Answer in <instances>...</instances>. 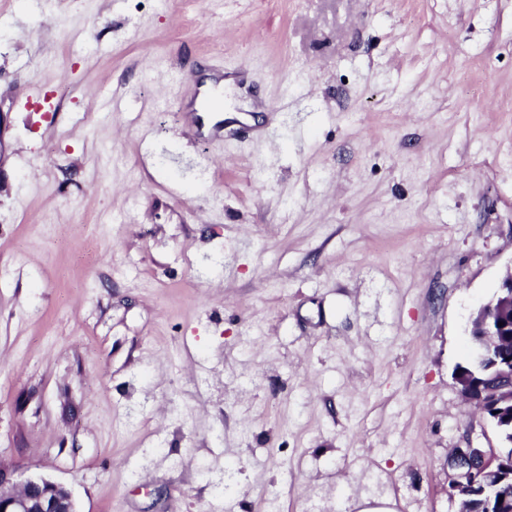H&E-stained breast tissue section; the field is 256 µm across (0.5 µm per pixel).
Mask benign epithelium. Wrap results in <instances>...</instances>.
Masks as SVG:
<instances>
[{
    "label": "benign epithelium",
    "mask_w": 512,
    "mask_h": 512,
    "mask_svg": "<svg viewBox=\"0 0 512 512\" xmlns=\"http://www.w3.org/2000/svg\"><path fill=\"white\" fill-rule=\"evenodd\" d=\"M512 313V266L502 277L494 296L480 305L469 317L470 336L479 342L477 354L487 360L486 371L492 379H506L509 384L484 395V379L470 373L455 372L462 397L479 405L482 412L499 417L497 408L512 410V360L499 361L495 339L500 326L496 320ZM500 455L490 449L469 445L454 449L448 467L455 472L449 484V495L461 501L475 494L476 483L491 490L500 479ZM0 512H76L71 493L62 485L45 478L27 480L17 488L10 482L6 469L0 466Z\"/></svg>",
    "instance_id": "7a95c632"
}]
</instances>
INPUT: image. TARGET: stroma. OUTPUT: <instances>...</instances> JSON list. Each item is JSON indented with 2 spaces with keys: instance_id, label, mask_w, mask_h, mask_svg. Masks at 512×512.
I'll return each mask as SVG.
<instances>
[{
  "instance_id": "1",
  "label": "stroma",
  "mask_w": 512,
  "mask_h": 512,
  "mask_svg": "<svg viewBox=\"0 0 512 512\" xmlns=\"http://www.w3.org/2000/svg\"><path fill=\"white\" fill-rule=\"evenodd\" d=\"M222 65L208 144L180 101ZM187 77L176 82L171 69ZM512 265V0H0V465L76 512H460ZM508 312L512 315V265L507 267L494 296L474 310L469 317L470 336L479 342L477 354L488 362L485 372H491L492 379H507L509 384L490 392L489 398L486 399L482 391L486 379L475 375L482 374L484 369L477 358L465 366L467 371L475 374L456 371L454 375L462 397L469 403H477L489 423L487 404L490 401L495 403L491 413L496 418L506 410H512V360L499 362L500 355L495 350V339L499 336L501 328L498 324L495 325L496 320L498 318L501 323L502 316ZM498 406L502 408L499 409L503 410L502 412L497 411Z\"/></svg>"
}]
</instances>
